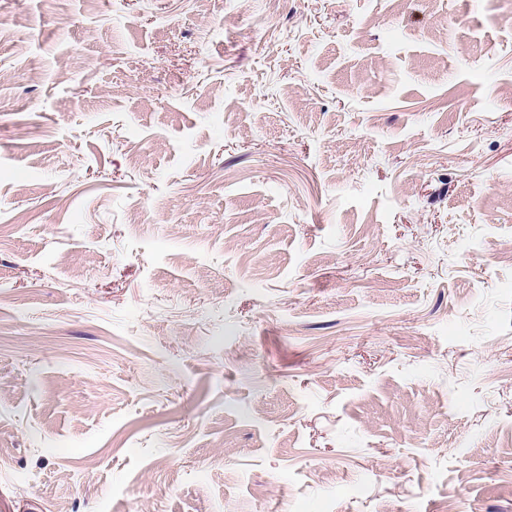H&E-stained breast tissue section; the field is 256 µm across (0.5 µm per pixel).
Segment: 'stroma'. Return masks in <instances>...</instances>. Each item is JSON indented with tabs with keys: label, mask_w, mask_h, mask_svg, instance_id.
Returning a JSON list of instances; mask_svg holds the SVG:
<instances>
[{
	"label": "stroma",
	"mask_w": 512,
	"mask_h": 512,
	"mask_svg": "<svg viewBox=\"0 0 512 512\" xmlns=\"http://www.w3.org/2000/svg\"><path fill=\"white\" fill-rule=\"evenodd\" d=\"M512 512V0H0V512Z\"/></svg>",
	"instance_id": "35a3bbf8"
}]
</instances>
